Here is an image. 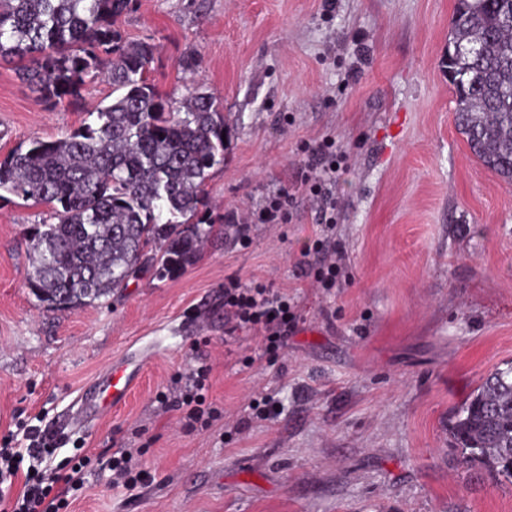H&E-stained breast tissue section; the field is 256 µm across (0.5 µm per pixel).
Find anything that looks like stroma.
<instances>
[{
	"label": "stroma",
	"mask_w": 512,
	"mask_h": 512,
	"mask_svg": "<svg viewBox=\"0 0 512 512\" xmlns=\"http://www.w3.org/2000/svg\"><path fill=\"white\" fill-rule=\"evenodd\" d=\"M138 0L118 26L159 47L149 72L180 101L224 108V161L206 182L211 220L293 197L291 219L207 241L169 277L74 311L33 295L27 239L47 208L0 201V438L41 417L70 455L144 448L154 480L109 486L97 466L68 512H512V482L464 467L454 410L512 361V183L470 153L443 67L455 0ZM111 84L86 78L48 110L0 63V158L93 123ZM335 138L347 278L327 292L296 275L316 229L296 183L303 143ZM259 279L294 295L306 322L278 358L253 361L254 333L224 346V281ZM134 369L126 400L65 419L108 366ZM209 363L208 400L244 411L275 392L281 413L242 434L223 421L192 433L157 397Z\"/></svg>",
	"instance_id": "obj_1"
}]
</instances>
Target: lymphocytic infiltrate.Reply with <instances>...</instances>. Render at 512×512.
<instances>
[{
	"label": "lymphocytic infiltrate",
	"instance_id": "f902f5d3",
	"mask_svg": "<svg viewBox=\"0 0 512 512\" xmlns=\"http://www.w3.org/2000/svg\"><path fill=\"white\" fill-rule=\"evenodd\" d=\"M348 168L347 154L342 145L326 138L306 150V159L297 174V181L306 188L317 208L318 228L306 245L307 251L320 257L317 269L307 267L306 259H299L303 277L312 279L322 288H332L344 260L331 244L330 234L335 227L336 200L333 188L336 179ZM302 316L287 291L272 287L260 280L241 282L229 278L224 286V341L233 343L239 333L254 332L259 337L263 355H279L288 346V339L298 327ZM211 365L199 366L194 374L193 389L176 397L171 404L181 414L182 428L194 432L197 427H209L219 420L221 411L207 402V381ZM23 436L28 442L25 451L9 446L0 447V512H67L69 496L84 486L85 473L92 462L90 455L76 451L62 459L55 467H44L45 458L57 443L55 435L34 425H23ZM143 449L122 448L111 458V484L126 490L152 482L153 475L142 463ZM28 467L22 492L10 496L7 487L20 475L21 467Z\"/></svg>",
	"mask_w": 512,
	"mask_h": 512
}]
</instances>
